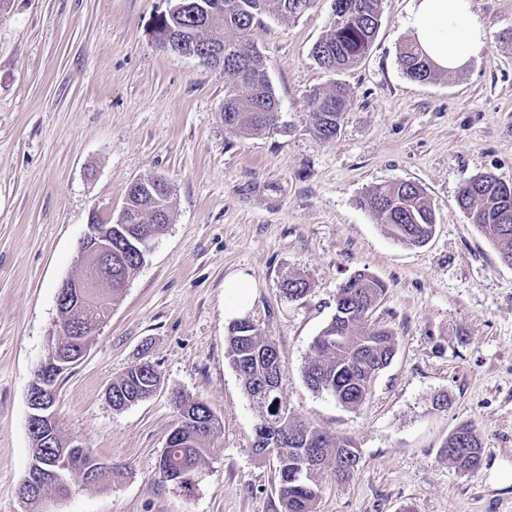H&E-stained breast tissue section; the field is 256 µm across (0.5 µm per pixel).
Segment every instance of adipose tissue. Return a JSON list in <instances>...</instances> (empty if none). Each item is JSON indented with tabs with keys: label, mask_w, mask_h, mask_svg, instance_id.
<instances>
[{
	"label": "adipose tissue",
	"mask_w": 512,
	"mask_h": 512,
	"mask_svg": "<svg viewBox=\"0 0 512 512\" xmlns=\"http://www.w3.org/2000/svg\"><path fill=\"white\" fill-rule=\"evenodd\" d=\"M407 25L442 69H459L485 48L484 25L472 10V0H412Z\"/></svg>",
	"instance_id": "1"
}]
</instances>
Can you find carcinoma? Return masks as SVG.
<instances>
[{"label": "carcinoma", "mask_w": 512, "mask_h": 512, "mask_svg": "<svg viewBox=\"0 0 512 512\" xmlns=\"http://www.w3.org/2000/svg\"><path fill=\"white\" fill-rule=\"evenodd\" d=\"M225 5L228 0H175L177 11H168L157 23L158 33L175 36L184 46L199 53L213 44L224 45V101L235 107L230 127L244 136L257 133L275 121L268 111L276 101L259 53L250 42L253 28L267 15H301V0H233L236 8L221 9L213 20L199 14L195 4ZM342 20L332 18L326 33L313 46L312 56L326 70H339L360 62L369 51L381 24L382 0H335ZM404 73L418 82L429 81L437 66L416 42L399 50ZM309 105L315 114V129L322 140L334 138L349 107L343 87L335 86L314 94ZM170 195L150 196L142 189L127 192L128 214L147 224L161 236L172 222ZM360 206L387 226L398 240L422 245L434 227V212L423 189L412 181L380 185L369 190ZM458 206L472 212L477 228L499 251L512 259V195L493 175L481 174L466 180L457 195ZM136 229L130 224L112 225V287L98 288L91 297L93 313L109 298H118L123 286L145 263L141 251L128 246ZM346 281L336 295V311L314 338L311 356L304 366L308 387L331 396L339 404L356 408L365 400L373 377L394 358L397 338L393 331L371 320V313L385 291V284L365 273ZM310 283L301 276L282 281L281 292L293 299L305 298ZM226 355L259 416L253 451L274 449L279 474L282 512H317L321 478L328 474L338 483L351 480L359 466L358 452L349 441L311 428L288 412L279 386L282 375L275 344L261 336L246 318L230 322L225 336ZM160 383L153 364L131 365L112 382V408L122 410L150 397ZM176 422L160 457V477L179 487L190 483L215 432L218 419L209 406L180 393L174 396ZM459 436H448L442 454L457 470L475 474L482 465L483 448L475 428L458 426Z\"/></svg>", "instance_id": "carcinoma-1"}]
</instances>
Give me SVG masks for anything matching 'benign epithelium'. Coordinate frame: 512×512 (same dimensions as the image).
Here are the masks:
<instances>
[{"mask_svg":"<svg viewBox=\"0 0 512 512\" xmlns=\"http://www.w3.org/2000/svg\"><path fill=\"white\" fill-rule=\"evenodd\" d=\"M81 275L77 279L62 281L56 298L57 314H65L73 307H80L89 301L90 291L104 281L112 280V225L102 224L96 215H91L87 231L79 248ZM106 319L74 331L78 336L76 346L57 341L53 371L46 364L36 368L28 389V429L40 433L41 440L31 443L28 474L19 489L20 499L27 503L42 498L44 491L61 483L77 486L97 484L112 473V466L98 459H83L76 453L78 445L64 448L53 463L46 462L44 446L50 442L56 421L53 412L55 400L51 384V373L64 372L76 364L87 351L91 337L95 336Z\"/></svg>","mask_w":512,"mask_h":512,"instance_id":"7a95c632","label":"benign epithelium"}]
</instances>
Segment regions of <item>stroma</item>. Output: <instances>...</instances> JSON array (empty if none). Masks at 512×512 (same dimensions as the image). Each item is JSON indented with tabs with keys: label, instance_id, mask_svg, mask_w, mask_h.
I'll return each mask as SVG.
<instances>
[{
	"label": "stroma",
	"instance_id": "stroma-1",
	"mask_svg": "<svg viewBox=\"0 0 512 512\" xmlns=\"http://www.w3.org/2000/svg\"><path fill=\"white\" fill-rule=\"evenodd\" d=\"M172 4L8 0L0 10V512L44 510L18 495L27 391L59 333L58 286L80 273L89 216L116 222L128 186L156 177L171 187L172 222L56 384L62 437L125 477L75 488L54 512H282L276 461L252 450L258 414L225 355L224 280L239 271L255 282L246 317L284 362L289 412L361 458L349 482L323 478L318 512H512V266L456 201L473 176L512 182V0H473L486 51L427 82L398 63L412 0H383L366 57L339 71L312 57L334 0L263 17L252 43L279 112L249 137L224 123L223 70L156 41ZM336 83L350 107L323 141L308 101ZM401 181L434 206L420 247L358 205ZM360 271L385 283L372 318L398 344L350 409L309 389L303 369L338 289ZM291 275L308 279L306 298H283ZM140 360L156 366L159 387L113 410L108 388ZM177 391L219 421L187 490L158 472ZM442 393L448 405L435 408ZM465 423L485 449L474 474L441 454Z\"/></svg>",
	"mask_w": 512,
	"mask_h": 512
}]
</instances>
